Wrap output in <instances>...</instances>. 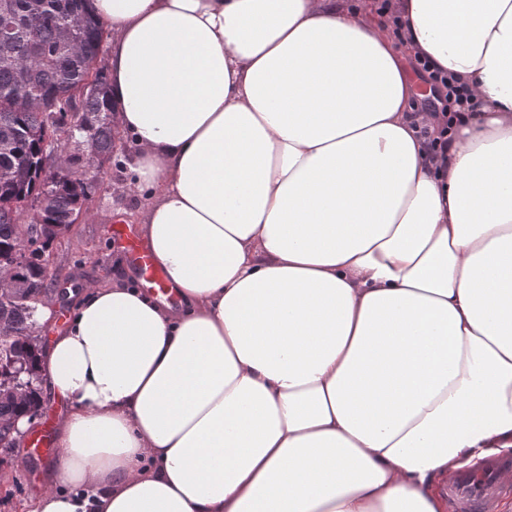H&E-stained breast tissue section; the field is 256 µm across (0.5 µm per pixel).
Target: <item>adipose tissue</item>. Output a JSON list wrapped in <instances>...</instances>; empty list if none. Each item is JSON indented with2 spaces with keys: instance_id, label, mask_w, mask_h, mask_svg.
Wrapping results in <instances>:
<instances>
[{
  "instance_id": "obj_1",
  "label": "adipose tissue",
  "mask_w": 512,
  "mask_h": 512,
  "mask_svg": "<svg viewBox=\"0 0 512 512\" xmlns=\"http://www.w3.org/2000/svg\"><path fill=\"white\" fill-rule=\"evenodd\" d=\"M90 6L170 294L87 289L40 349L34 512H446L512 451V0ZM407 66L411 75L421 81L425 82L423 76L418 73L427 74V82L430 84V95L422 99V105L424 107H435L437 103H443L444 112H459L460 108L464 103H468L470 100L469 91L462 85L457 84L452 77L439 70H433L426 59L414 58L411 56L406 57ZM430 96L433 98L431 100ZM458 107V109L451 110V107Z\"/></svg>"
}]
</instances>
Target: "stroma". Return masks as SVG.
Returning a JSON list of instances; mask_svg holds the SVG:
<instances>
[{
    "label": "stroma",
    "mask_w": 512,
    "mask_h": 512,
    "mask_svg": "<svg viewBox=\"0 0 512 512\" xmlns=\"http://www.w3.org/2000/svg\"><path fill=\"white\" fill-rule=\"evenodd\" d=\"M125 149L103 173L86 179L88 209L85 218L56 240L45 257L52 271L87 288L134 274L127 241L137 239L148 204L147 190L136 189L132 168L141 149L123 136ZM55 459L0 448V512H33L41 491L40 479Z\"/></svg>",
    "instance_id": "1"
}]
</instances>
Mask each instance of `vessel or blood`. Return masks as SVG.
I'll return each mask as SVG.
<instances>
[{"instance_id":"1","label":"vessel or blood","mask_w":512,"mask_h":512,"mask_svg":"<svg viewBox=\"0 0 512 512\" xmlns=\"http://www.w3.org/2000/svg\"><path fill=\"white\" fill-rule=\"evenodd\" d=\"M132 262L141 280L160 292H167L168 284L161 269L144 250L131 248ZM512 478V458L493 459L475 470H463L453 475L447 484L449 497L458 512H485L488 504L503 491L507 479Z\"/></svg>"}]
</instances>
